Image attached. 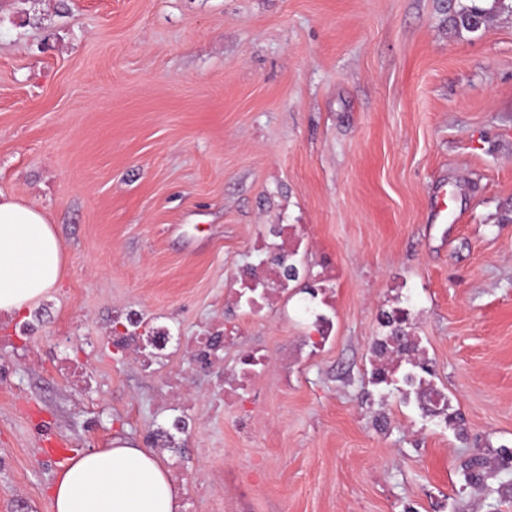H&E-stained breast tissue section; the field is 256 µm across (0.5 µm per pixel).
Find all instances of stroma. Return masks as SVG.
I'll list each match as a JSON object with an SVG mask.
<instances>
[{
    "mask_svg": "<svg viewBox=\"0 0 512 512\" xmlns=\"http://www.w3.org/2000/svg\"><path fill=\"white\" fill-rule=\"evenodd\" d=\"M468 2L0 0V192L67 253L50 299L0 315V512H53L49 436L157 451L181 512H512V469L458 470L512 449V12L460 33ZM270 224L331 282L321 349L299 289L248 320L227 298ZM405 304L464 434L372 382ZM119 312L232 332L219 363L147 369ZM246 351L274 362L218 407ZM127 325H122L119 332L112 334V344L119 349L138 350L141 341L144 339L145 331L142 330V325L136 319L130 316L126 317ZM512 466V452L496 451L491 457L482 453L473 455L461 462V475L466 486L483 489L487 479L497 470Z\"/></svg>",
    "mask_w": 512,
    "mask_h": 512,
    "instance_id": "stroma-1",
    "label": "stroma"
}]
</instances>
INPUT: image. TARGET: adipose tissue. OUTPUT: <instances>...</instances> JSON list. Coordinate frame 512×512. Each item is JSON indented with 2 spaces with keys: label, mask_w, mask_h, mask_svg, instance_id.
<instances>
[{
  "label": "adipose tissue",
  "mask_w": 512,
  "mask_h": 512,
  "mask_svg": "<svg viewBox=\"0 0 512 512\" xmlns=\"http://www.w3.org/2000/svg\"><path fill=\"white\" fill-rule=\"evenodd\" d=\"M64 265V244L45 214L0 192V313L38 306ZM180 497L159 456L121 438L73 457L52 486L54 512H179Z\"/></svg>",
  "instance_id": "obj_1"
}]
</instances>
